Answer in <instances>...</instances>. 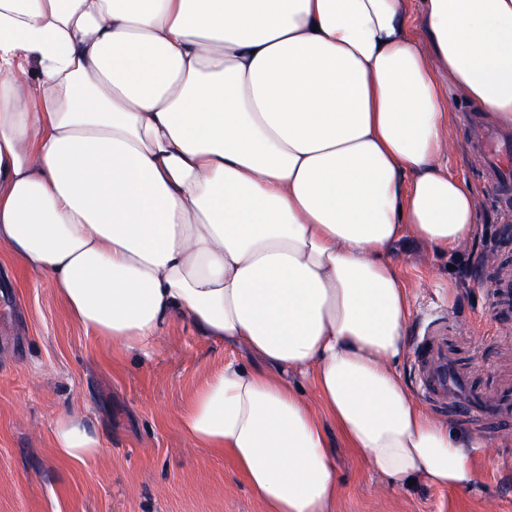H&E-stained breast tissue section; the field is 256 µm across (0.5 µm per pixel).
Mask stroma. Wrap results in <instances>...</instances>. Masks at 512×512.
<instances>
[{
  "instance_id": "stroma-1",
  "label": "stroma",
  "mask_w": 512,
  "mask_h": 512,
  "mask_svg": "<svg viewBox=\"0 0 512 512\" xmlns=\"http://www.w3.org/2000/svg\"><path fill=\"white\" fill-rule=\"evenodd\" d=\"M490 124L454 94L448 162L474 191L475 235L452 254H402L411 294L408 340L447 324L464 338L461 364L484 389L512 374V302L489 289L512 271V222L486 185L469 144ZM150 358L113 360L110 342L70 315L49 275L26 270L0 249V512H263L233 462L190 448L175 418L208 371L237 353L178 320ZM76 412L102 441L82 465L57 456L55 421ZM473 489L402 488L371 475L337 448L336 512H512V430L489 436Z\"/></svg>"
}]
</instances>
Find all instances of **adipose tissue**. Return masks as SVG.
I'll return each mask as SVG.
<instances>
[{
  "instance_id": "obj_1",
  "label": "adipose tissue",
  "mask_w": 512,
  "mask_h": 512,
  "mask_svg": "<svg viewBox=\"0 0 512 512\" xmlns=\"http://www.w3.org/2000/svg\"><path fill=\"white\" fill-rule=\"evenodd\" d=\"M421 25L405 0H0V248L119 355L184 318L253 356L178 429L264 512H336L334 432L402 486L479 478L397 369L396 258L475 231L451 94L512 128V0H423ZM53 446L100 442L64 413Z\"/></svg>"
}]
</instances>
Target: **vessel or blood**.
<instances>
[{
  "instance_id": "vessel-or-blood-1",
  "label": "vessel or blood",
  "mask_w": 512,
  "mask_h": 512,
  "mask_svg": "<svg viewBox=\"0 0 512 512\" xmlns=\"http://www.w3.org/2000/svg\"><path fill=\"white\" fill-rule=\"evenodd\" d=\"M490 173V188L512 207V170L503 164L512 156V142L486 134L474 146ZM418 393L426 406L439 414H454L468 419L474 427L485 429L512 424V382L494 392L478 389L470 372L460 369L448 338L436 329L422 336L415 347Z\"/></svg>"
}]
</instances>
